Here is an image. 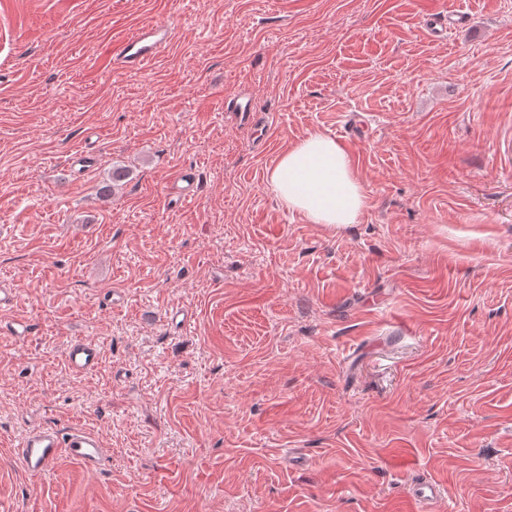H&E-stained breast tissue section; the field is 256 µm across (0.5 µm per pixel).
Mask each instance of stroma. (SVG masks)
Masks as SVG:
<instances>
[{"label": "stroma", "instance_id": "35a3bbf8", "mask_svg": "<svg viewBox=\"0 0 512 512\" xmlns=\"http://www.w3.org/2000/svg\"><path fill=\"white\" fill-rule=\"evenodd\" d=\"M434 11L467 22L439 39ZM155 23L160 58L115 69ZM312 133L352 158L356 223L269 186ZM506 136L512 0H7L0 512H410L422 478L437 512H512ZM75 337L101 351L82 376ZM68 425L101 466L25 473L21 436ZM171 36V29L165 24L136 29L121 39L114 60L129 71L144 70L171 40ZM65 360L69 371L75 375H84L97 369L100 351L97 346L84 339L70 341L65 349ZM444 488L435 481L433 483H424L409 492V498L414 504L415 509L419 506L432 505L441 498V492Z\"/></svg>", "mask_w": 512, "mask_h": 512}]
</instances>
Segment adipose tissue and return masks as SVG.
Instances as JSON below:
<instances>
[{"label": "adipose tissue", "mask_w": 512, "mask_h": 512, "mask_svg": "<svg viewBox=\"0 0 512 512\" xmlns=\"http://www.w3.org/2000/svg\"><path fill=\"white\" fill-rule=\"evenodd\" d=\"M269 183L285 206L313 224H352L365 207L350 154L325 134H311L282 154Z\"/></svg>", "instance_id": "obj_1"}]
</instances>
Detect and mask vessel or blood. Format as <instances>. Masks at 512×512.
<instances>
[{
  "label": "vessel or blood",
  "mask_w": 512,
  "mask_h": 512,
  "mask_svg": "<svg viewBox=\"0 0 512 512\" xmlns=\"http://www.w3.org/2000/svg\"><path fill=\"white\" fill-rule=\"evenodd\" d=\"M462 22V15L451 11L430 16L426 26L434 36L439 37L444 32L456 29ZM170 39L171 30L164 24L135 30L122 38L114 59L126 70H144ZM65 360L71 373L84 375L97 369L100 351L87 340L75 339L66 346ZM63 453L68 454L85 470L93 471L101 465L106 450L98 435L77 425L65 429L55 426L29 429L22 436L17 449L22 468L33 476L51 469Z\"/></svg>",
  "instance_id": "obj_1"
}]
</instances>
